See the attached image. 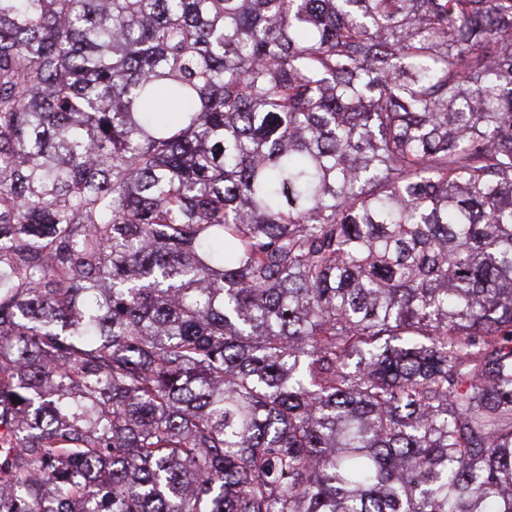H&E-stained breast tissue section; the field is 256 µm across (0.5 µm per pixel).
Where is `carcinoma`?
I'll return each mask as SVG.
<instances>
[{"label":"carcinoma","mask_w":512,"mask_h":512,"mask_svg":"<svg viewBox=\"0 0 512 512\" xmlns=\"http://www.w3.org/2000/svg\"><path fill=\"white\" fill-rule=\"evenodd\" d=\"M0 512H512V0H0Z\"/></svg>","instance_id":"1"}]
</instances>
